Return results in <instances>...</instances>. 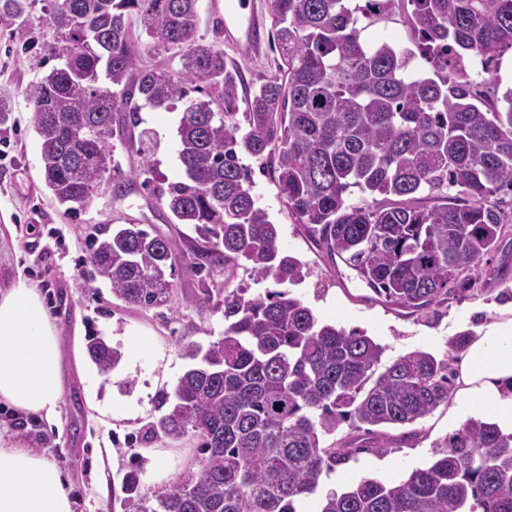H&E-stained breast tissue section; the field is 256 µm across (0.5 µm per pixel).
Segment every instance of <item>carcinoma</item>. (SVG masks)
<instances>
[{"instance_id":"carcinoma-1","label":"carcinoma","mask_w":512,"mask_h":512,"mask_svg":"<svg viewBox=\"0 0 512 512\" xmlns=\"http://www.w3.org/2000/svg\"><path fill=\"white\" fill-rule=\"evenodd\" d=\"M37 0H0V22L24 25ZM48 10L60 64L26 93L43 177L65 213L76 216L103 179L123 195L128 181H153L145 158L124 173L112 163L118 140L139 124L142 106L179 111L177 159L183 177L159 187L178 224L203 243L186 265L201 281L241 268L277 289L247 295L224 289V336L179 378L150 439L191 433L204 457L174 479L156 505L136 474L123 502L137 512H299L323 475L354 456L392 443L381 426L413 425L448 405L455 354L473 336L448 342L443 359L412 351L381 366L384 348L360 330L321 322L291 288L306 263L280 246L278 225L257 205L242 155L267 158L279 195L310 239L340 258L390 305L427 315L448 297H477L503 284L512 267L483 278L512 215L491 198L512 192V90L491 105L480 84L456 76L472 58L485 72L512 50V0H409L420 57L360 40L349 0H270L283 63L247 100L237 120L241 71L198 36V0H57ZM137 22L140 35L132 32ZM170 53L180 67L139 68L142 51ZM196 96H190V93ZM363 195L396 203H355ZM426 191L444 199L417 206ZM91 259L112 295L144 308L168 303L174 288L168 241L136 224L97 229ZM108 373L120 353L87 343ZM351 433L325 443L342 426ZM367 437H362L359 432ZM433 459L398 483L364 478L320 497L316 512H512V434L470 417L433 445Z\"/></svg>"}]
</instances>
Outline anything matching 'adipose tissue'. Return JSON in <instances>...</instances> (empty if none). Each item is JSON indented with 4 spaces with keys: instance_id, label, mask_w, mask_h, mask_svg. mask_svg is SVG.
<instances>
[{
    "instance_id": "ef3b65f1",
    "label": "adipose tissue",
    "mask_w": 512,
    "mask_h": 512,
    "mask_svg": "<svg viewBox=\"0 0 512 512\" xmlns=\"http://www.w3.org/2000/svg\"><path fill=\"white\" fill-rule=\"evenodd\" d=\"M61 340L38 292L23 276L0 289V404L15 417L60 419ZM454 402L512 433V316L480 326L456 364ZM0 512H72L60 467L10 427L0 428Z\"/></svg>"
}]
</instances>
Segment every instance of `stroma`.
<instances>
[{
	"instance_id": "1",
	"label": "stroma",
	"mask_w": 512,
	"mask_h": 512,
	"mask_svg": "<svg viewBox=\"0 0 512 512\" xmlns=\"http://www.w3.org/2000/svg\"><path fill=\"white\" fill-rule=\"evenodd\" d=\"M250 2L263 20L260 50L251 53L238 44L223 46L226 58L241 68L243 81L238 93L243 100L281 62L269 0ZM411 14L408 0H389L374 21L365 23L361 37L415 54ZM24 41L30 44L25 53L20 50ZM52 41L41 8H34L25 39H18L13 27L0 23V94L13 101L10 120L0 126V289L19 273L35 286L43 280L50 282L52 288L44 300L56 318L63 345H71L79 331L86 337H103L112 348L122 351L127 334L135 330L149 340L150 347L135 370L122 363L110 373L98 374L97 390L106 401L99 413L88 410L74 361L71 355H64L59 426L51 429L35 419L18 434L68 474L73 512H112L114 493L127 474H136L142 487L161 493L177 476L197 469L202 454L196 436L163 444L147 440L146 430L162 414L160 394L173 391L190 364L185 347L195 344L206 349L223 336L224 308L201 297L198 278L185 265L187 253L200 239L198 231L190 224L172 223L153 185L133 180L123 195L94 196L74 217L53 200L42 179L40 145L26 100V91L37 77L58 63L45 49ZM139 116V127L149 130L150 139L138 149L117 148L115 158L121 169H138L148 155L156 163V183L180 180L175 113L146 107ZM243 162L253 171V194L270 221L277 224L284 251L307 265L308 275L294 287V295L321 321L366 332L384 347L383 363L416 350L444 357L450 339L459 332L477 330L485 317L512 313V300L499 303L482 296L448 300L437 313L426 316L383 302L354 270L323 255L308 238L280 198L266 163L248 155ZM104 224H137L168 239L176 261L171 303L149 309L126 304L113 296L93 264H82V257L89 253L90 233ZM461 425V420L449 419L447 407H439L416 423L415 439L402 441L382 457L357 455L335 473L345 488L364 478L400 482L413 469L427 466L434 442ZM149 451L168 460L162 479H154L147 467L145 454Z\"/></svg>"
}]
</instances>
